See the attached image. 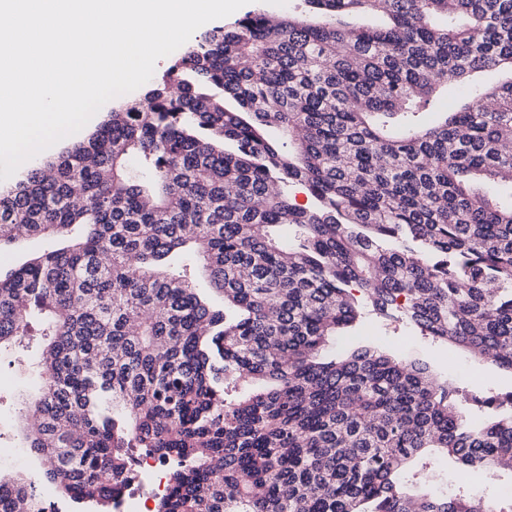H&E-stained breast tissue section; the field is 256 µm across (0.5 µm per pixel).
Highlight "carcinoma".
Listing matches in <instances>:
<instances>
[{
    "label": "carcinoma",
    "instance_id": "cac0c4a2",
    "mask_svg": "<svg viewBox=\"0 0 512 512\" xmlns=\"http://www.w3.org/2000/svg\"><path fill=\"white\" fill-rule=\"evenodd\" d=\"M300 2L207 30L0 193V247L47 243L0 276V345L39 336L41 460L0 512H48L46 483L106 512L136 451L169 467L155 512H512L397 479L430 451L512 470V392L474 416L422 362L320 358L372 313L512 372V79L467 84L512 71V0ZM153 78V77H152ZM152 78L136 89L135 91L119 96L117 98L112 99L107 102L97 113L96 115L87 123V125L81 129L79 132L66 137L65 139L59 141L55 145L50 148L42 151L32 159L28 160L27 163L21 166L18 171L10 178L0 181V189L6 190L11 187L21 176L30 168L42 166L48 160H53L57 158L74 140L78 138H86L91 135L95 130L108 119L109 112L112 111V107H116L119 105L121 101H125L129 97H139L151 82Z\"/></svg>",
    "mask_w": 512,
    "mask_h": 512
}]
</instances>
